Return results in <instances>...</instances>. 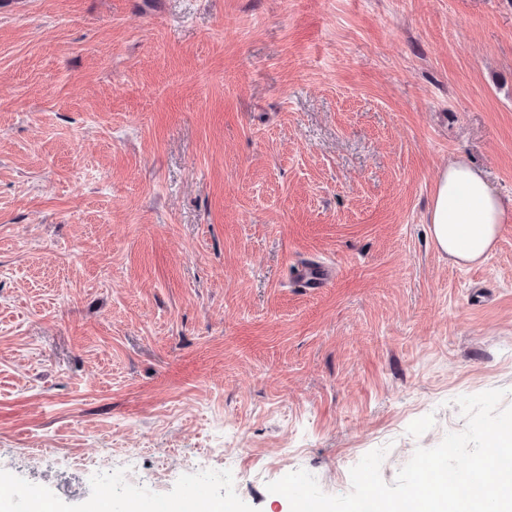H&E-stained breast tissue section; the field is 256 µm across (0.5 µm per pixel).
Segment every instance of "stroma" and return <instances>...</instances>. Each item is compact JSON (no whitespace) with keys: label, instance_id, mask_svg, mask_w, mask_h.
Segmentation results:
<instances>
[{"label":"stroma","instance_id":"obj_1","mask_svg":"<svg viewBox=\"0 0 512 512\" xmlns=\"http://www.w3.org/2000/svg\"><path fill=\"white\" fill-rule=\"evenodd\" d=\"M457 156L512 204V0H0V485L291 512L512 406V223L428 224ZM296 275L303 288H324L333 278L332 270L323 264L298 265Z\"/></svg>","mask_w":512,"mask_h":512}]
</instances>
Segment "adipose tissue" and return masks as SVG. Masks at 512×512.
Here are the masks:
<instances>
[{
	"mask_svg": "<svg viewBox=\"0 0 512 512\" xmlns=\"http://www.w3.org/2000/svg\"><path fill=\"white\" fill-rule=\"evenodd\" d=\"M428 222L449 259L472 264L490 253L502 225L512 222V208L459 156L449 161L435 184Z\"/></svg>",
	"mask_w": 512,
	"mask_h": 512,
	"instance_id": "1",
	"label": "adipose tissue"
}]
</instances>
